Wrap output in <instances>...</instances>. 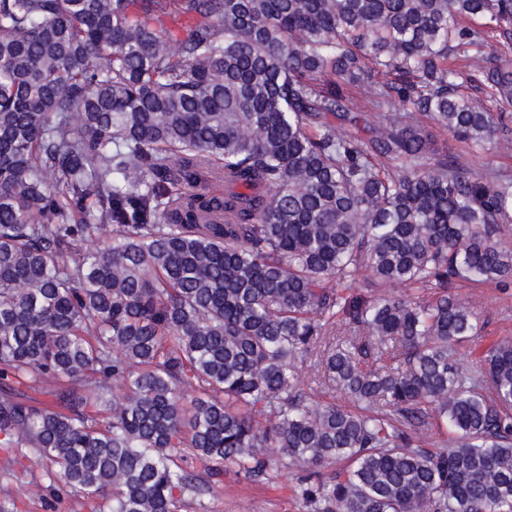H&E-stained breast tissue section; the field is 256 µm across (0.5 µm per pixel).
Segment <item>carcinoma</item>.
<instances>
[{"label":"carcinoma","instance_id":"1","mask_svg":"<svg viewBox=\"0 0 512 512\" xmlns=\"http://www.w3.org/2000/svg\"><path fill=\"white\" fill-rule=\"evenodd\" d=\"M500 45L512 0H0V448L96 512L292 466L307 512H512V337L455 294L512 289V176L416 119L512 143Z\"/></svg>","mask_w":512,"mask_h":512}]
</instances>
